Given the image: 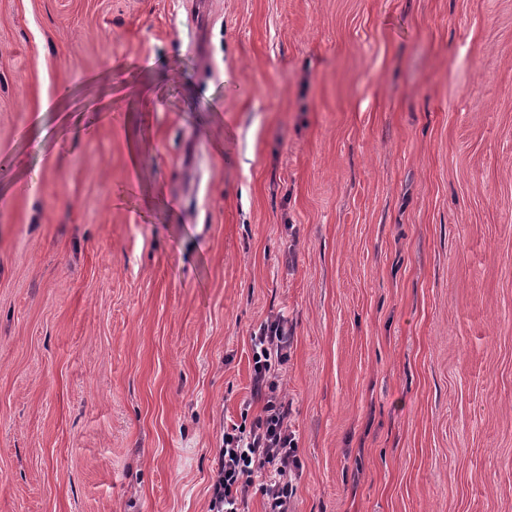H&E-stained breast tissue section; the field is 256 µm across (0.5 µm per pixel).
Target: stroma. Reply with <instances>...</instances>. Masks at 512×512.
Wrapping results in <instances>:
<instances>
[{
  "mask_svg": "<svg viewBox=\"0 0 512 512\" xmlns=\"http://www.w3.org/2000/svg\"><path fill=\"white\" fill-rule=\"evenodd\" d=\"M1 154L0 512H208L277 315L296 512H512V0H0Z\"/></svg>",
  "mask_w": 512,
  "mask_h": 512,
  "instance_id": "obj_1",
  "label": "stroma"
}]
</instances>
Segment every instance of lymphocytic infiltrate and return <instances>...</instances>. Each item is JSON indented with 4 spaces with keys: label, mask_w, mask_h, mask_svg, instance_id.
I'll list each match as a JSON object with an SVG mask.
<instances>
[{
    "label": "lymphocytic infiltrate",
    "mask_w": 512,
    "mask_h": 512,
    "mask_svg": "<svg viewBox=\"0 0 512 512\" xmlns=\"http://www.w3.org/2000/svg\"><path fill=\"white\" fill-rule=\"evenodd\" d=\"M251 343L253 389L264 404L254 417L241 411L240 422L225 430L211 477L209 512H246L256 496L265 512H295L300 460L277 379L290 344L287 320L280 316L260 324Z\"/></svg>",
    "instance_id": "f902f5d3"
}]
</instances>
